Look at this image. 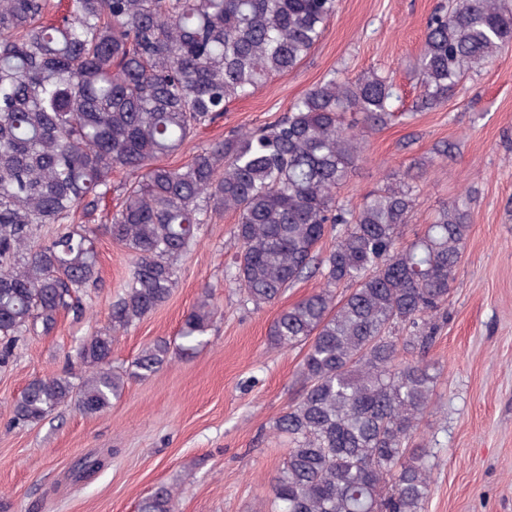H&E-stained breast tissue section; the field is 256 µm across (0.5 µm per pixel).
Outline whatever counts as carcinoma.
Returning a JSON list of instances; mask_svg holds the SVG:
<instances>
[{"label":"carcinoma","mask_w":512,"mask_h":512,"mask_svg":"<svg viewBox=\"0 0 512 512\" xmlns=\"http://www.w3.org/2000/svg\"><path fill=\"white\" fill-rule=\"evenodd\" d=\"M337 0H0V363L26 335L48 336L62 310L97 287L95 231L73 225L117 192L105 229L133 255L112 328L86 338L83 375L33 379L14 421L38 423L72 401L86 415L112 407L127 379L168 361L171 344L142 349L135 370L112 367L114 334L167 301L174 260L212 214L236 216L229 280L259 309L318 274L323 287L283 310L276 348L306 346L303 393L275 421L288 437L271 483L274 512H422L432 477L412 448L434 376L421 353L440 329L470 229L462 197L404 245L415 186L395 181L356 206L337 200L379 129L403 103L388 75H331L281 120L232 130L180 168L156 164L230 104L295 70L320 42ZM512 42L505 0H456L430 17L420 91L410 113L439 108L459 82ZM116 170L142 173L118 189ZM344 225L325 256L329 226ZM347 288L341 300L336 290ZM218 313L204 291L185 316L178 350L207 344ZM411 334L398 341L396 328ZM104 466L98 456L78 475ZM138 512H174L165 486Z\"/></svg>","instance_id":"carcinoma-1"}]
</instances>
